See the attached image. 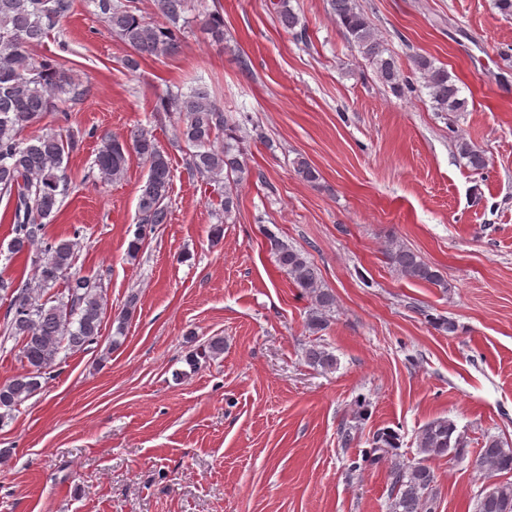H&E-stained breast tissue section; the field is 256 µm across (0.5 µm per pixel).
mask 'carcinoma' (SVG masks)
<instances>
[{
    "mask_svg": "<svg viewBox=\"0 0 512 512\" xmlns=\"http://www.w3.org/2000/svg\"><path fill=\"white\" fill-rule=\"evenodd\" d=\"M112 35L130 50L124 65L130 71L149 58L171 56L181 49L182 35L188 24L185 12L188 0H157L163 21L151 22L143 15L139 0H88ZM330 13L342 28L345 38L373 67L380 83L395 93L410 85L395 58L386 48L369 17L357 0H328ZM71 9V0H0V197H7L11 208L13 237L9 253L17 256L38 249L35 278L31 281L0 279V291L10 297L3 322V336L20 342V358L26 371L0 385V420L42 389L51 369L62 362L60 354L75 353L98 343L104 314V299L98 283L73 271L80 248L78 238L49 239L45 226L59 212L70 178L69 156L78 151L83 137L70 131L24 134L60 104L83 103L90 88L64 64H54L33 54L62 23ZM279 25L293 31L299 17L289 0H277ZM200 29L214 42H224V15L215 9L199 19ZM423 87L438 112H464L467 99L443 65L425 56L414 59ZM152 112L162 119L178 115L176 135L185 144L183 165L203 181L224 183V220L238 208L239 188L251 179L261 178L248 163L237 128L230 125L224 109L205 88L189 92L168 90L157 97ZM224 144L217 145L219 137ZM457 149L474 171L488 167L484 150L460 137ZM147 166V178L137 201L138 228L129 243L127 256L137 258L147 236L159 224L168 223L173 169L152 131L140 127L124 140L104 136L95 154L88 178L109 184L124 176L131 156ZM293 171L301 180L316 183L320 173L306 158L293 161ZM277 265L292 283L314 302L308 326L321 330L324 314L335 303L334 296L321 287L317 267L302 253L277 238L268 237ZM389 263L405 278L449 287L440 272L415 251L393 241L387 249ZM63 287H58V284ZM56 289L44 297L48 289ZM136 296L127 300L109 349L122 345L124 325L133 317ZM310 364L324 370L336 367V357L323 347L306 351ZM454 423L438 418L427 423L416 435V447L424 460L407 468L391 471L390 512H434L433 473L425 461L432 457L465 452L455 436ZM395 448L394 438L381 432L373 439L372 457L378 460ZM476 465L488 472L512 471V448L497 437L485 439L476 457ZM476 512H512V483L493 485L480 495Z\"/></svg>",
    "mask_w": 512,
    "mask_h": 512,
    "instance_id": "1",
    "label": "carcinoma"
}]
</instances>
